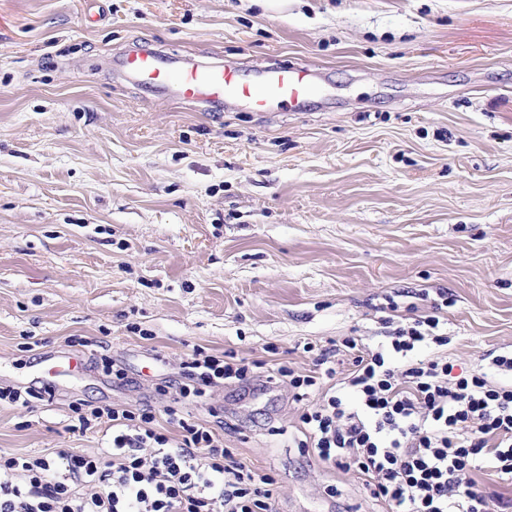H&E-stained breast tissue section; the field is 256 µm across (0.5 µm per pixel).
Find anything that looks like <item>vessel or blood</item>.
<instances>
[{
  "label": "vessel or blood",
  "instance_id": "obj_1",
  "mask_svg": "<svg viewBox=\"0 0 512 512\" xmlns=\"http://www.w3.org/2000/svg\"><path fill=\"white\" fill-rule=\"evenodd\" d=\"M109 63L137 85L167 93L176 102L207 105L215 111L227 102L253 110L279 104L299 110L317 87L309 68H269L247 78L231 65L206 63L193 54L168 56L140 45L110 58Z\"/></svg>",
  "mask_w": 512,
  "mask_h": 512
}]
</instances>
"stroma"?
<instances>
[{"label": "stroma", "mask_w": 512, "mask_h": 512, "mask_svg": "<svg viewBox=\"0 0 512 512\" xmlns=\"http://www.w3.org/2000/svg\"><path fill=\"white\" fill-rule=\"evenodd\" d=\"M136 42L320 88L301 112L182 106L108 66ZM391 299L400 325L447 301L435 352L459 366L512 351V0H0V386L88 364L0 404V450L105 447L108 418L68 431L77 398L167 427L156 388L197 347L301 369L307 342L376 349ZM299 413L282 386L189 409L238 425L224 445L273 471L278 512H386L295 448ZM48 395L47 401H50L53 399L54 394L52 391H37L35 389H25L23 392L22 390L18 388H0V401H5L10 404L15 405H21V406H28L30 403V398L37 399L40 401L45 400V395Z\"/></svg>", "instance_id": "stroma-1"}]
</instances>
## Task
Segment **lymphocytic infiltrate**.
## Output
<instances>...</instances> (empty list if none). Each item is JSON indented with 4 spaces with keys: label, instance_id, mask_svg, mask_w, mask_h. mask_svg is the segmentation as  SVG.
<instances>
[{
    "label": "lymphocytic infiltrate",
    "instance_id": "1",
    "mask_svg": "<svg viewBox=\"0 0 512 512\" xmlns=\"http://www.w3.org/2000/svg\"><path fill=\"white\" fill-rule=\"evenodd\" d=\"M438 327L437 316L416 319L366 352L352 336L319 349L308 342L312 369L281 365L266 382L287 385L301 403V452L364 476L388 512H512V498L491 500L472 478L491 470L512 482V385L488 376L512 373V353L489 354L488 371L458 375L442 357L414 358L416 349L449 344ZM256 377L253 363L233 353L194 350L164 408L177 437L157 428L149 405L71 402L72 431L111 420L108 447L53 458L0 453V512H275L273 476L240 462L213 428L183 415L213 389Z\"/></svg>",
    "mask_w": 512,
    "mask_h": 512
}]
</instances>
